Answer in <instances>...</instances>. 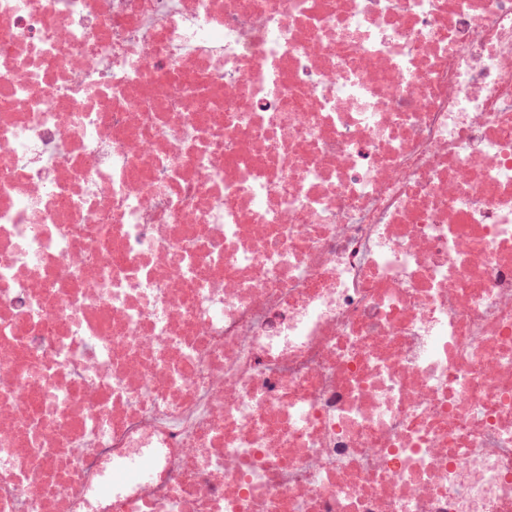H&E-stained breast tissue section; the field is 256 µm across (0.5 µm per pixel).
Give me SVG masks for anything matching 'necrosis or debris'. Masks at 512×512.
I'll use <instances>...</instances> for the list:
<instances>
[{
    "instance_id": "obj_1",
    "label": "necrosis or debris",
    "mask_w": 512,
    "mask_h": 512,
    "mask_svg": "<svg viewBox=\"0 0 512 512\" xmlns=\"http://www.w3.org/2000/svg\"><path fill=\"white\" fill-rule=\"evenodd\" d=\"M0 512H512V0H0ZM152 472L153 463L148 456L136 462L117 465L108 478V487H118L132 480L148 479Z\"/></svg>"
}]
</instances>
